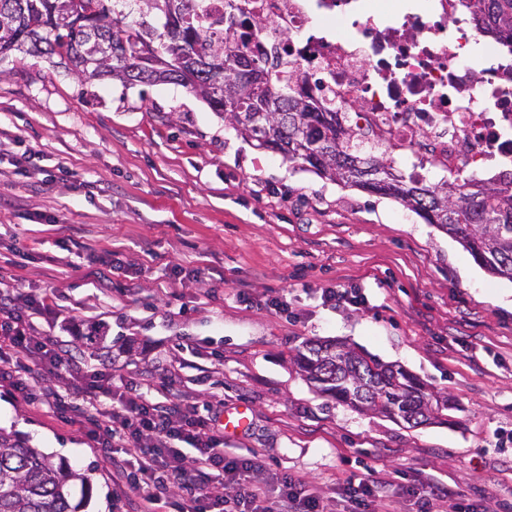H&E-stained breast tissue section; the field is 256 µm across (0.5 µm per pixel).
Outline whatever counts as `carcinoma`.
<instances>
[{
	"label": "carcinoma",
	"instance_id": "cac0c4a2",
	"mask_svg": "<svg viewBox=\"0 0 512 512\" xmlns=\"http://www.w3.org/2000/svg\"><path fill=\"white\" fill-rule=\"evenodd\" d=\"M60 0H0V56L57 57L81 81L126 86L176 84L201 97L255 147L346 187L391 198L454 237L488 273L512 281V184L492 180L427 183L394 166L390 148L367 147L280 59L256 61L224 32L263 20L225 0H78L68 22ZM479 31L512 50V0H462ZM105 41L111 55L90 71L85 49ZM224 63V87L214 80ZM281 111L259 120L261 101ZM315 392L409 428L435 424L453 409L400 366L336 340L308 339L291 356ZM88 474L55 462L0 429V512H81L72 486Z\"/></svg>",
	"mask_w": 512,
	"mask_h": 512
}]
</instances>
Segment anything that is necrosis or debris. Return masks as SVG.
Masks as SVG:
<instances>
[{"label":"necrosis or debris","mask_w":512,"mask_h":512,"mask_svg":"<svg viewBox=\"0 0 512 512\" xmlns=\"http://www.w3.org/2000/svg\"><path fill=\"white\" fill-rule=\"evenodd\" d=\"M250 11L268 25L247 31L248 54L278 52L418 178L512 180V52L475 68L459 0H250Z\"/></svg>","instance_id":"1"}]
</instances>
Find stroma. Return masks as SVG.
I'll return each mask as SVG.
<instances>
[{
  "label": "stroma",
  "instance_id": "stroma-1",
  "mask_svg": "<svg viewBox=\"0 0 512 512\" xmlns=\"http://www.w3.org/2000/svg\"><path fill=\"white\" fill-rule=\"evenodd\" d=\"M0 148V273L53 289L37 327L60 315L98 331L118 375L153 373L199 412L248 407L226 455L316 486L326 512H348L343 484L372 470L393 481L396 512H416L426 479L449 507L512 510V281L454 238L255 148L180 86L82 83L40 57L0 59ZM111 250L124 269L107 278ZM177 267L184 285L168 287ZM338 286L355 303H326ZM311 338L403 366L453 400L452 424L408 429L317 395L290 362ZM0 428L89 473L83 512H127L96 449L51 410L0 385Z\"/></svg>",
  "mask_w": 512,
  "mask_h": 512
}]
</instances>
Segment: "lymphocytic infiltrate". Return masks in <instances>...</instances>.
<instances>
[{
  "instance_id": "f902f5d3",
  "label": "lymphocytic infiltrate",
  "mask_w": 512,
  "mask_h": 512,
  "mask_svg": "<svg viewBox=\"0 0 512 512\" xmlns=\"http://www.w3.org/2000/svg\"><path fill=\"white\" fill-rule=\"evenodd\" d=\"M53 303L51 289L37 296L0 289V382L34 408H48L102 450L116 496L132 492L138 512H320V493L293 475L257 478L260 457L232 459L224 452L218 413L200 415L185 400H153L152 375L114 380L99 350L70 355L60 337L34 320ZM64 379L48 385L46 374ZM195 452L186 460L182 445ZM382 478L346 481L351 512H393Z\"/></svg>"
}]
</instances>
